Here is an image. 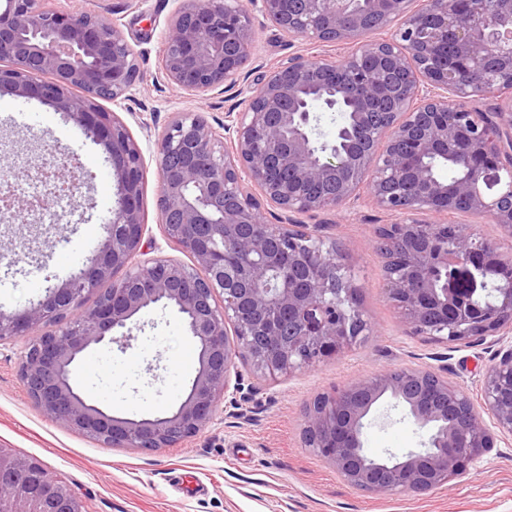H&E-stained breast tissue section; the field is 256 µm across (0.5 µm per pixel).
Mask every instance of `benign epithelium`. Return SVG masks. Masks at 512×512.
<instances>
[{
  "label": "benign epithelium",
  "mask_w": 512,
  "mask_h": 512,
  "mask_svg": "<svg viewBox=\"0 0 512 512\" xmlns=\"http://www.w3.org/2000/svg\"><path fill=\"white\" fill-rule=\"evenodd\" d=\"M43 0H0V90L34 96L102 143L118 183L112 221L98 250L43 298L0 311V342L26 338L20 375L48 417L114 448H170L213 420L238 390L231 371L256 376L310 370L370 334L357 288L336 244L294 228L296 216L369 203L395 221L379 230L390 251L389 299L415 336L450 345L512 334V105H471L512 90V0H262L263 17L316 45L356 43L341 59L297 54L271 71L224 120L182 112L157 140L158 208L167 240L195 266L151 258L141 217L143 158L126 127L97 100L117 98L136 75L132 47L110 21L59 10ZM395 26L387 39L366 35ZM258 25L243 0H181L160 59L165 78L196 96L232 90L257 46ZM84 92L74 96L70 89ZM349 112L334 142L314 137L313 107ZM462 165L441 180L427 159ZM13 169L0 156V222L11 223ZM71 196L81 183L64 163L25 171ZM497 192H492L494 187ZM260 192L255 196L249 191ZM284 213L268 220L262 202ZM458 201L497 224L498 243L470 224H433ZM125 275L112 280L116 270ZM112 287L81 307L102 281ZM171 306L198 347L185 398L163 416L115 417L83 396L77 357L92 345L132 336L128 321L152 305ZM49 324L57 325L46 331ZM119 331L121 335L112 336ZM390 395L425 430L427 442L398 457L369 456L364 430ZM493 424L512 437V346L483 377ZM305 441L351 486L376 495L426 493L477 463L490 428L448 380L402 369L352 381L305 409ZM0 512H86L80 496L41 461L0 448Z\"/></svg>",
  "instance_id": "7a95c632"
}]
</instances>
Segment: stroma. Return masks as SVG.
Here are the masks:
<instances>
[{"label": "stroma", "instance_id": "stroma-1", "mask_svg": "<svg viewBox=\"0 0 512 512\" xmlns=\"http://www.w3.org/2000/svg\"><path fill=\"white\" fill-rule=\"evenodd\" d=\"M65 9H90L121 31L136 56L137 74L117 99L101 101L102 111L123 122L144 161L142 217L156 257L192 265L188 255L165 238L157 200V139L179 112L208 121L223 119L224 93L187 95L162 75L159 59L178 0H49ZM350 42L312 46L285 37L260 20L254 56L233 89L247 100L261 79L297 54L317 52L341 58ZM16 173L15 193L26 200L39 186L24 169L38 156L53 154L81 166L90 182L67 213L44 212L25 223L0 229V310L19 312L82 268L103 241L117 200V186L105 162L103 145L53 108L34 98L0 91V152ZM308 232L335 242L359 291L372 333L340 358L274 379L255 377L239 364L241 388L219 404L203 431L174 447L158 450L113 448L52 420L30 400L20 379L24 339L0 342V448L41 460L84 500L89 512H512V442L494 433V445L479 464L452 480L450 487L426 493L379 496L346 483L335 468L304 441V411L316 396L362 377L399 369L435 372L467 394L485 413L483 375L499 346L486 339L455 347L410 335L388 297L384 259L375 229L391 215L370 204L351 210L328 208L302 215ZM133 340L95 345L79 359L77 374L89 398L116 417L162 416L181 401L195 376L198 350L173 308L136 314ZM426 439L412 418L383 397L365 430L369 455H403Z\"/></svg>", "mask_w": 512, "mask_h": 512}]
</instances>
